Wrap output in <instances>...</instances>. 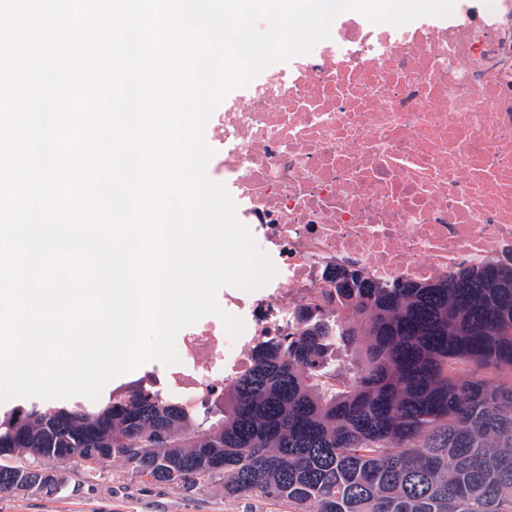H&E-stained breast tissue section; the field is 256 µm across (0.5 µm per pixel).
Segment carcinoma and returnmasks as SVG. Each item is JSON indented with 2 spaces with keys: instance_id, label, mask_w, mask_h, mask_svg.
I'll return each instance as SVG.
<instances>
[{
  "instance_id": "obj_1",
  "label": "carcinoma",
  "mask_w": 512,
  "mask_h": 512,
  "mask_svg": "<svg viewBox=\"0 0 512 512\" xmlns=\"http://www.w3.org/2000/svg\"><path fill=\"white\" fill-rule=\"evenodd\" d=\"M322 307L198 413L132 390L0 413V494L64 484L29 460L119 461L291 512H512V261L429 281L331 273Z\"/></svg>"
}]
</instances>
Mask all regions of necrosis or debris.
I'll list each match as a JSON object with an SVG mask.
<instances>
[{
    "label": "necrosis or debris",
    "instance_id": "1",
    "mask_svg": "<svg viewBox=\"0 0 512 512\" xmlns=\"http://www.w3.org/2000/svg\"><path fill=\"white\" fill-rule=\"evenodd\" d=\"M224 185L276 273L260 298L224 293L244 323L178 338L179 361L140 388L198 407L287 337L333 289L329 268L428 280L512 260V11L460 0L394 27L357 12L328 40L225 100L212 129Z\"/></svg>",
    "mask_w": 512,
    "mask_h": 512
}]
</instances>
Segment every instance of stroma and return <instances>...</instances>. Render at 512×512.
Segmentation results:
<instances>
[{
    "label": "stroma",
    "instance_id": "35a3bbf8",
    "mask_svg": "<svg viewBox=\"0 0 512 512\" xmlns=\"http://www.w3.org/2000/svg\"><path fill=\"white\" fill-rule=\"evenodd\" d=\"M67 494L49 498L14 493L0 497V512H289L286 505L228 497L211 484L185 489L132 474L123 464L60 465Z\"/></svg>",
    "mask_w": 512,
    "mask_h": 512
}]
</instances>
